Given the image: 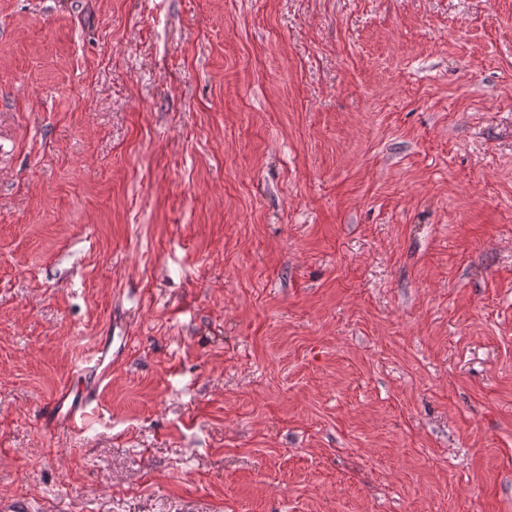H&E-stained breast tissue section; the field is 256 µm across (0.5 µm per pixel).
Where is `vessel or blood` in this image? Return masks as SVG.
<instances>
[{
  "label": "vessel or blood",
  "instance_id": "obj_1",
  "mask_svg": "<svg viewBox=\"0 0 512 512\" xmlns=\"http://www.w3.org/2000/svg\"><path fill=\"white\" fill-rule=\"evenodd\" d=\"M126 348L122 342L111 352H99L94 362L83 368L77 385L61 389L47 404L42 413L43 426L53 431L77 429L94 400L95 390L108 375L106 358H119Z\"/></svg>",
  "mask_w": 512,
  "mask_h": 512
}]
</instances>
